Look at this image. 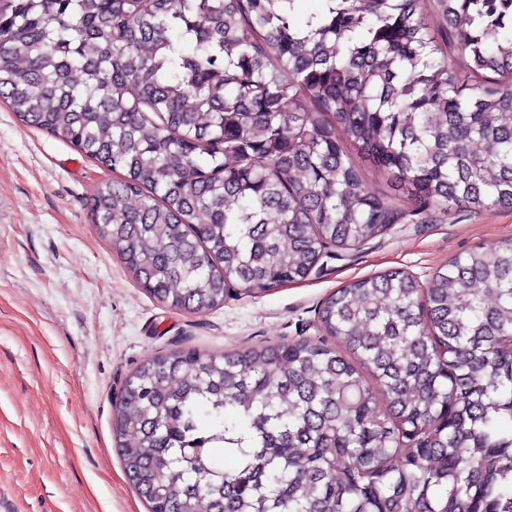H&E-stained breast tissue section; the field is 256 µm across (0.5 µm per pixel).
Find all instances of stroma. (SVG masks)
<instances>
[{"label":"stroma","instance_id":"35a3bbf8","mask_svg":"<svg viewBox=\"0 0 512 512\" xmlns=\"http://www.w3.org/2000/svg\"><path fill=\"white\" fill-rule=\"evenodd\" d=\"M112 177L0 101V512H147L111 429L140 362L314 337L319 306L351 281L403 269L424 282L453 256L512 242V208L432 209L323 255L306 281L194 314L147 295L93 224L92 192Z\"/></svg>","mask_w":512,"mask_h":512}]
</instances>
